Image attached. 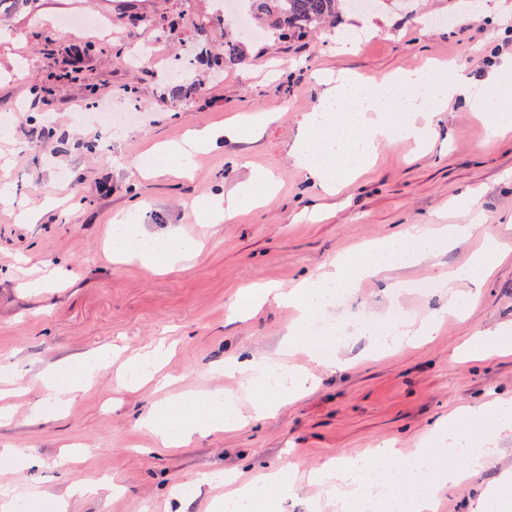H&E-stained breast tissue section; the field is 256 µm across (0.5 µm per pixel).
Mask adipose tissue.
Returning a JSON list of instances; mask_svg holds the SVG:
<instances>
[{
    "label": "adipose tissue",
    "mask_w": 512,
    "mask_h": 512,
    "mask_svg": "<svg viewBox=\"0 0 512 512\" xmlns=\"http://www.w3.org/2000/svg\"><path fill=\"white\" fill-rule=\"evenodd\" d=\"M354 82V77L347 76L339 85L324 90L317 107L302 115L306 137L295 141L289 151L307 180L327 192L364 171L380 143L426 141L436 116L449 99H477L490 128L503 131L512 128V110L504 103L501 85L488 86L480 96L470 80L456 70L445 81L435 79L424 68L404 71L391 82V94L387 97L377 93L351 94ZM239 128V121L234 120L221 128L189 130L184 142L145 152L139 166L145 171L187 168L192 150L207 147L222 136L233 137ZM275 188L276 180L271 173L251 172L246 186L200 199L195 207L196 218L203 224L231 221L257 206ZM464 231L461 224L413 225L407 232L391 235L365 248L339 253L330 270L304 278L292 289H247L238 296L235 310L245 316L269 301L292 308L295 316L283 332L281 349L300 345L310 358L324 359L332 367H341V358H325L316 340L315 314L322 302L337 289L359 287L363 279L378 275L391 264H417L442 244L459 239ZM109 245L114 257L138 261L151 270L169 268L197 249L195 240L173 230L162 236L144 233L138 220L131 216L115 220ZM500 255L496 241H486L472 264L451 273L449 314H458L464 307L457 283L465 281L471 287H481L483 280L476 276V268L488 267L490 258ZM435 330L434 320L412 319L385 330L373 329L372 334L379 348L392 350L429 340ZM224 371L238 377L250 398L249 412H242L236 402L214 391L168 402L161 409L148 412L140 421L141 427L158 434L168 446L178 447L196 436L213 435L268 418L314 385L309 373L275 358L243 364L230 360L225 362ZM294 476V467L281 462L268 474L217 499L216 512H277L294 488Z\"/></svg>",
    "instance_id": "obj_1"
}]
</instances>
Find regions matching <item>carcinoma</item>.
I'll list each match as a JSON object with an SVG mask.
<instances>
[{
    "mask_svg": "<svg viewBox=\"0 0 512 512\" xmlns=\"http://www.w3.org/2000/svg\"><path fill=\"white\" fill-rule=\"evenodd\" d=\"M256 24L278 38L299 40L328 19L347 0H246Z\"/></svg>",
    "mask_w": 512,
    "mask_h": 512,
    "instance_id": "carcinoma-1",
    "label": "carcinoma"
}]
</instances>
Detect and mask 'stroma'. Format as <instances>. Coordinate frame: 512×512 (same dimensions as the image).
<instances>
[{
    "label": "stroma",
    "instance_id": "obj_1",
    "mask_svg": "<svg viewBox=\"0 0 512 512\" xmlns=\"http://www.w3.org/2000/svg\"><path fill=\"white\" fill-rule=\"evenodd\" d=\"M86 14L102 28L64 32L63 18ZM344 30L359 52L341 48ZM239 35L242 58L227 63L224 41ZM142 46L146 58L130 65ZM183 59L187 97L169 81ZM510 64L512 0H376L295 44L233 27L213 0H193L188 14L182 0H37L35 12L0 15V116L10 123L0 137V184L12 189L0 202V379L18 392L11 417L0 419V448L39 460L27 469L0 463V512H35L45 496L65 512H212L225 473L244 483L283 460L299 470L280 512H308L312 500L320 512H338L308 479L328 459L386 443L410 461L436 423L512 399V355L457 358L474 332L512 329V254L430 343L377 358L372 339L353 329L365 313L386 327L391 308L426 317L445 306L449 270L469 263L487 237L512 251V133L487 136L481 112L449 103L426 145L380 144L370 172L334 195L310 186L288 154L305 134L302 113L319 103L321 73L379 84L410 68L453 65L482 85ZM104 105L134 116L108 139L76 118ZM237 114L262 116L261 129L198 154L189 175L140 176L136 162L153 145ZM255 166L277 175L276 196L238 220L196 223L199 198L233 190ZM472 190L475 214L461 204ZM127 209L150 231L198 240L200 251L163 273L114 262L106 234ZM413 224L471 231L415 266H390L330 311L349 328L346 371L294 355L317 379L311 393L273 417L176 449L137 428L141 415L186 393L237 396L225 360L277 350L290 311L268 304L237 319L241 289L292 287L337 252ZM161 343L174 348L169 385L120 386L124 360ZM107 349L111 366L57 407L40 373ZM511 468L509 435L494 460L442 494L435 512H472L479 491ZM188 481L197 496L176 502L173 491Z\"/></svg>",
    "mask_w": 512,
    "mask_h": 512
}]
</instances>
